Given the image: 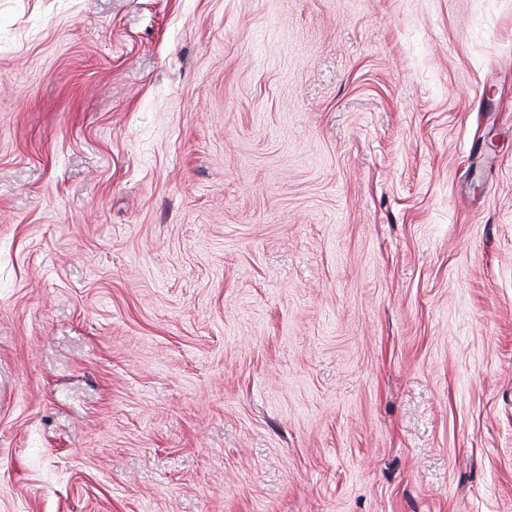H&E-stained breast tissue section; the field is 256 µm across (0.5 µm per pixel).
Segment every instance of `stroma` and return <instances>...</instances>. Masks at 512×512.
Segmentation results:
<instances>
[{"instance_id": "obj_1", "label": "stroma", "mask_w": 512, "mask_h": 512, "mask_svg": "<svg viewBox=\"0 0 512 512\" xmlns=\"http://www.w3.org/2000/svg\"><path fill=\"white\" fill-rule=\"evenodd\" d=\"M0 512H512V0H0Z\"/></svg>"}]
</instances>
